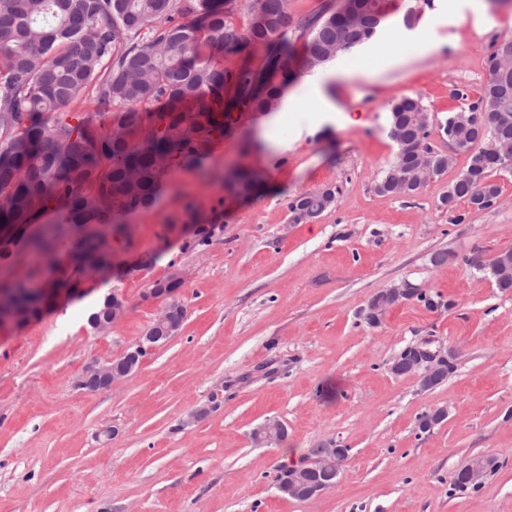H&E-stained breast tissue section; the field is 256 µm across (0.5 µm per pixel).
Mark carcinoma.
<instances>
[{
  "mask_svg": "<svg viewBox=\"0 0 512 512\" xmlns=\"http://www.w3.org/2000/svg\"><path fill=\"white\" fill-rule=\"evenodd\" d=\"M358 2L351 28L330 2L294 23L288 0H251L242 32L235 0H0V228L54 213L53 227L30 242L47 257L62 227L107 224L114 211L150 205L162 173L229 131L232 113L282 107L296 41L303 40V70L317 74L374 37L386 18L384 0ZM256 44L264 48L258 70L246 62L226 70L203 52L249 55ZM88 97L107 118L97 132L95 114L72 109ZM389 114V136L404 155H393L375 191L414 196L450 169L441 164L411 177L421 154H448L431 145L420 98H398ZM448 142L467 163L442 203L492 207L501 193L493 178L512 172V37L494 44L478 102L448 115ZM337 193L325 187L292 198L290 223L313 221ZM505 257L512 250L487 262L479 250L454 259L486 271L506 292L512 276L498 275ZM75 262L85 274L101 272L112 265V245L81 234ZM0 295L31 315L43 302L31 281L0 286Z\"/></svg>",
  "mask_w": 512,
  "mask_h": 512,
  "instance_id": "cac0c4a2",
  "label": "carcinoma"
}]
</instances>
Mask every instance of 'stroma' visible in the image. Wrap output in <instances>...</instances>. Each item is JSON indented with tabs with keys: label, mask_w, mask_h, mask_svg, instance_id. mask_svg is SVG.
<instances>
[{
	"label": "stroma",
	"mask_w": 512,
	"mask_h": 512,
	"mask_svg": "<svg viewBox=\"0 0 512 512\" xmlns=\"http://www.w3.org/2000/svg\"><path fill=\"white\" fill-rule=\"evenodd\" d=\"M486 3L480 14L473 0H434L408 28V0H386L378 38L308 78L327 87L335 112L304 99L265 129L263 114L245 113L164 173L153 204L118 216L125 236L89 225L113 238L107 272L77 274L66 232L50 275L77 279V290L0 325V512H512V290L431 263L438 251L488 260L512 249V177L480 211L440 204L461 157L418 195L374 189L395 152L389 103L420 97L439 122L462 106L452 90L480 96L492 44L512 35V0ZM420 36L444 50L416 53ZM359 63L366 73L350 74ZM230 167L257 175L251 195L225 189ZM326 186L339 190L334 207L289 225V199ZM40 231L15 232L18 254L0 275L42 277L27 247ZM173 266L184 276L179 335L112 389H78L90 359L118 358L144 335L156 306L143 296ZM402 283L438 308L406 300L369 324L368 300ZM115 290L128 312L96 332L86 303ZM426 338L456 354L455 371L429 390L391 370ZM219 386L221 405L191 420ZM435 408L447 418L420 432L418 416ZM270 419L285 440L256 445L252 430ZM329 442L348 449L336 487L304 502L281 495L280 470ZM474 456L493 471L478 489L452 490Z\"/></svg>",
	"instance_id": "obj_1"
}]
</instances>
